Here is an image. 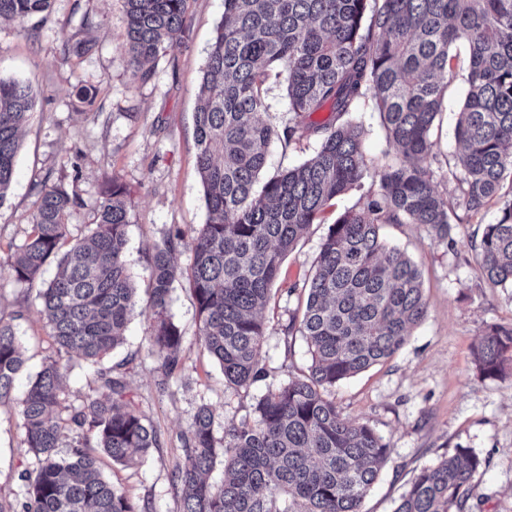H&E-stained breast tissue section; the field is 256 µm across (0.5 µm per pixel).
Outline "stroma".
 Instances as JSON below:
<instances>
[{
	"label": "stroma",
	"mask_w": 512,
	"mask_h": 512,
	"mask_svg": "<svg viewBox=\"0 0 512 512\" xmlns=\"http://www.w3.org/2000/svg\"><path fill=\"white\" fill-rule=\"evenodd\" d=\"M224 13V0H189L186 48L160 55L145 83L129 78L127 21L119 0H54L46 20L19 24L0 20V75L26 81L39 109L22 130L10 191L0 204V269L13 246L32 228L28 216L42 180L61 182L79 196L68 222L87 233L105 180L114 177L134 198L128 226L126 262L138 288L137 306L125 342L112 362L126 361L130 393L158 431L160 445L142 464L108 469L116 485L150 512H179L170 486L173 465L198 407L216 410L215 434L253 415L268 388L306 374L311 357L300 336L285 335L298 307L289 289L308 275L329 224L362 194L354 189L336 198L320 223L312 225L281 266L263 316L266 342L261 364L267 377L247 387L224 380L198 341V321L186 270L190 254L179 250L181 274L174 284L170 315L183 334L182 369L163 378L159 362L146 355L149 322L141 313L148 300L150 254L169 230L206 221L197 169L194 112L206 49ZM87 41L92 51L63 54L61 36ZM463 86L450 89L435 129L440 160L455 152L454 128ZM364 129L363 150L370 173H377L392 149L380 116L371 108L355 113ZM502 199L454 225L451 240L439 239L420 224H386L381 233L417 264L427 303L404 346L390 359L337 383L331 392L337 409L369 424L389 446L379 477L364 501V512H394L413 478L427 466L469 448L487 464L472 476V512H512V376L482 378L472 347L487 325L512 323V293L481 274L476 246L493 223ZM21 312L19 334L27 373L35 375L54 354L46 317L36 290L0 279V313ZM167 389H159V382ZM15 403L0 404V494L19 489L25 458L20 449Z\"/></svg>",
	"instance_id": "35a3bbf8"
}]
</instances>
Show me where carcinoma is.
<instances>
[{
	"label": "carcinoma",
	"mask_w": 512,
	"mask_h": 512,
	"mask_svg": "<svg viewBox=\"0 0 512 512\" xmlns=\"http://www.w3.org/2000/svg\"><path fill=\"white\" fill-rule=\"evenodd\" d=\"M53 0H0V19L25 22ZM188 0H121L130 80L145 83L161 54L187 47ZM467 47L468 89L458 112L453 199L438 193L434 123L457 78L455 46ZM284 77L290 117L278 129L263 119L269 81ZM195 112L197 165L206 223L177 228L154 246L147 355L165 379L182 366L183 335L169 307L180 276L175 251L190 252L188 280L198 336L236 387L266 377L261 367L270 298L286 255L337 197L361 186L368 170L363 128L352 113L380 114L395 153L357 204L328 226L314 270L288 294L305 297L286 332L301 336L309 373L257 399L254 420L214 433L215 411L201 405L171 471L181 512H363L388 446L366 423L344 418L331 399L342 380L391 358L427 312L421 273L380 236L383 224H424L453 241L457 210L478 213L512 179V0H224L209 47ZM37 110L28 85L0 77V203ZM329 112L316 120L313 115ZM318 137L314 154L265 180L269 146ZM81 205L61 182L39 184L33 231L11 254L9 276L30 288L47 315L57 358L16 399L27 466L20 493L0 496V512H149L103 473L105 460L141 463L159 446L154 426L130 397L121 365L100 367L124 343L136 306L125 250L134 201L115 178L103 185L96 222L73 237L67 217ZM482 275L512 288V199L477 245ZM55 259L58 272L40 282ZM0 316V403L13 399L25 364L19 330ZM512 324L487 327L475 349L487 379L503 377ZM94 372L79 407L62 386L59 358ZM225 478L208 481L216 449ZM486 463L473 450L419 471L394 512H464L472 475Z\"/></svg>",
	"instance_id": "carcinoma-1"
}]
</instances>
